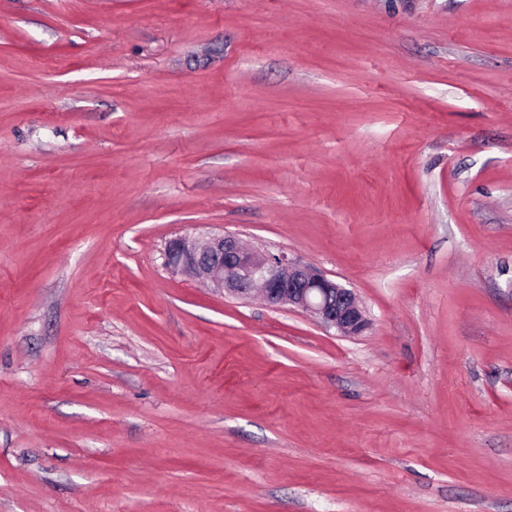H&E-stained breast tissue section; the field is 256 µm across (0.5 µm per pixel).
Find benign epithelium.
<instances>
[{
	"instance_id": "benign-epithelium-1",
	"label": "benign epithelium",
	"mask_w": 512,
	"mask_h": 512,
	"mask_svg": "<svg viewBox=\"0 0 512 512\" xmlns=\"http://www.w3.org/2000/svg\"><path fill=\"white\" fill-rule=\"evenodd\" d=\"M164 260L171 272L239 299L258 290L269 306L309 312L342 336H358L368 326L354 290L285 254L247 247L232 232L174 237Z\"/></svg>"
}]
</instances>
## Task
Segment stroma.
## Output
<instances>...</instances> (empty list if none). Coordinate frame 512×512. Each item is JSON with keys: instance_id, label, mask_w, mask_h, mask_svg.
Wrapping results in <instances>:
<instances>
[{"instance_id": "35a3bbf8", "label": "stroma", "mask_w": 512, "mask_h": 512, "mask_svg": "<svg viewBox=\"0 0 512 512\" xmlns=\"http://www.w3.org/2000/svg\"><path fill=\"white\" fill-rule=\"evenodd\" d=\"M0 512H512V0H0ZM164 260L172 273L239 299L259 289L269 306L309 312L342 336H358L368 326L354 290L286 254L247 247L232 232L174 237L165 245Z\"/></svg>"}]
</instances>
